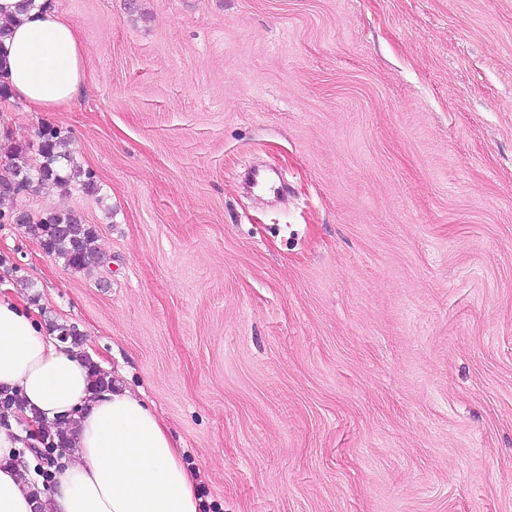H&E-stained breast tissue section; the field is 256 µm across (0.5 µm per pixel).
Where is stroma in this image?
Wrapping results in <instances>:
<instances>
[{"label":"stroma","instance_id":"35a3bbf8","mask_svg":"<svg viewBox=\"0 0 512 512\" xmlns=\"http://www.w3.org/2000/svg\"><path fill=\"white\" fill-rule=\"evenodd\" d=\"M87 90L0 97V178L68 130L75 271L0 279L142 398L204 512H512V0H48ZM263 165L277 196L247 192Z\"/></svg>","mask_w":512,"mask_h":512}]
</instances>
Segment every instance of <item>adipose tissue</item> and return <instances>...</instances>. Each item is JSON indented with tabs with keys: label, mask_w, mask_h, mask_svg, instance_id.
<instances>
[{
	"label": "adipose tissue",
	"mask_w": 512,
	"mask_h": 512,
	"mask_svg": "<svg viewBox=\"0 0 512 512\" xmlns=\"http://www.w3.org/2000/svg\"><path fill=\"white\" fill-rule=\"evenodd\" d=\"M0 0L15 20L0 60L11 97L44 112L71 105L85 82L73 26L44 0L22 10ZM0 387L24 396L22 414L76 423V449L62 456L49 493L35 494L13 458L20 440L0 431V512H199L201 499L179 448L156 414L120 382L97 392L81 349L45 337L13 288L0 287Z\"/></svg>",
	"instance_id": "adipose-tissue-1"
}]
</instances>
